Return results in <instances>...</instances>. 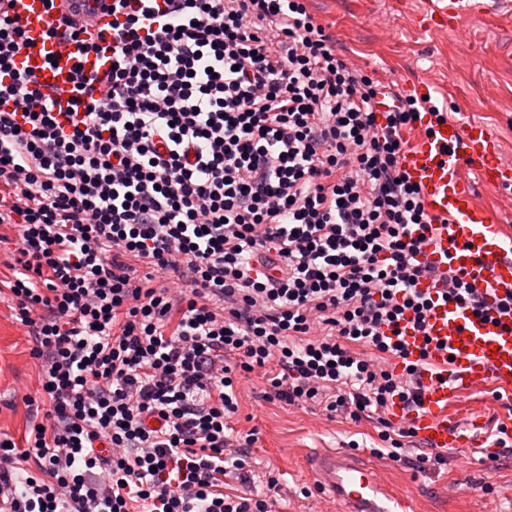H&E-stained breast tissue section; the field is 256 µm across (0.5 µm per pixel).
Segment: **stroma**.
Returning a JSON list of instances; mask_svg holds the SVG:
<instances>
[{
  "instance_id": "35a3bbf8",
  "label": "stroma",
  "mask_w": 512,
  "mask_h": 512,
  "mask_svg": "<svg viewBox=\"0 0 512 512\" xmlns=\"http://www.w3.org/2000/svg\"><path fill=\"white\" fill-rule=\"evenodd\" d=\"M477 17L433 33L417 20L426 0H309L308 8L328 26L351 65L374 73L383 84L408 89L426 79L437 89L450 116L480 119L497 133L512 154V0H487ZM32 339L14 319L11 303L0 298V433L15 442L37 422L24 396L39 397L38 366L30 355ZM241 405L232 419L236 431L256 430L249 454L260 467L274 469L283 486V512H341L329 493L313 491L307 469L312 455L358 441L356 461L378 468L388 486L413 500L414 512H512V454L492 461L467 460L457 450L447 464L416 469L375 454V423L355 422L267 400L257 377L241 379ZM466 411L478 412L487 430L512 428V388L492 387L472 394ZM311 497H303L304 489Z\"/></svg>"
}]
</instances>
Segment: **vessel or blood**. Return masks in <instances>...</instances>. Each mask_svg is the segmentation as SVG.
I'll list each match as a JSON object with an SVG mask.
<instances>
[{
  "label": "vessel or blood",
  "instance_id": "vessel-or-blood-1",
  "mask_svg": "<svg viewBox=\"0 0 512 512\" xmlns=\"http://www.w3.org/2000/svg\"><path fill=\"white\" fill-rule=\"evenodd\" d=\"M75 2L80 8L76 21L89 33L110 22L109 0ZM483 9L482 0H428L418 24L426 31L447 28ZM8 12L19 18L32 44L18 58V68L37 75L52 96L53 112L66 121L73 66L99 74L105 69L101 58L85 41L49 38L62 10L50 8L47 0H13ZM405 135L408 143L399 168L419 188L421 203L433 218L432 224L412 227L411 236L419 241V260L441 276L417 284L430 300L424 325H416L409 312L398 325L399 340L411 357L428 356L430 369L421 376L420 399L411 407L393 402L387 417L414 430L427 448H464L470 456H483L490 441L458 424L457 405L487 386L512 387V312L501 307L512 293V238L505 236L496 215L478 207L475 188L511 186L512 160L488 124H463L444 112L419 113ZM469 168L475 179L466 177ZM449 274L474 288L482 300L480 313L448 300ZM311 474L344 504V512H411L410 497L391 493L373 468L348 452L331 449L316 455Z\"/></svg>",
  "mask_w": 512,
  "mask_h": 512
}]
</instances>
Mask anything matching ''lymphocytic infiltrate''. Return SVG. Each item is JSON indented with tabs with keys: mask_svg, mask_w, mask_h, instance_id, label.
I'll return each mask as SVG.
<instances>
[{
	"mask_svg": "<svg viewBox=\"0 0 512 512\" xmlns=\"http://www.w3.org/2000/svg\"><path fill=\"white\" fill-rule=\"evenodd\" d=\"M164 2L159 25L126 17L103 75L76 71L68 129L0 13V244L49 404L24 446L0 437L8 512H278L231 425L258 369L267 399L375 421L393 461L414 436L384 412L416 404L424 363L377 358L402 357L385 330L433 274L399 169L419 102L351 66L306 0Z\"/></svg>",
	"mask_w": 512,
	"mask_h": 512,
	"instance_id": "1",
	"label": "lymphocytic infiltrate"
}]
</instances>
